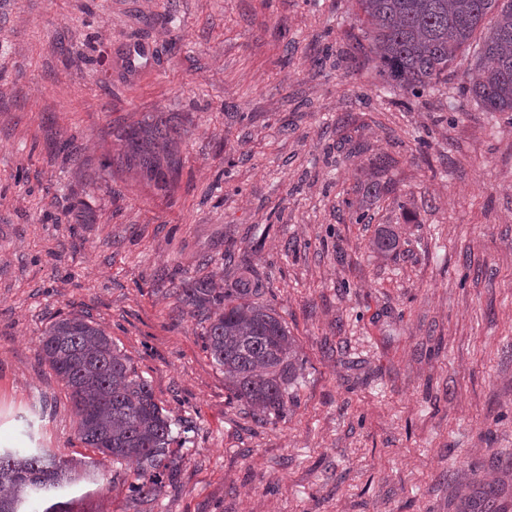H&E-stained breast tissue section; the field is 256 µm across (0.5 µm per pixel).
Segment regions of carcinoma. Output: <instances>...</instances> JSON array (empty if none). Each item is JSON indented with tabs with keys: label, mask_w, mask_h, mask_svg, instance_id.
I'll return each instance as SVG.
<instances>
[{
	"label": "carcinoma",
	"mask_w": 512,
	"mask_h": 512,
	"mask_svg": "<svg viewBox=\"0 0 512 512\" xmlns=\"http://www.w3.org/2000/svg\"><path fill=\"white\" fill-rule=\"evenodd\" d=\"M356 2L367 51L394 87L413 96L432 90L464 56L471 98L487 112H512V0ZM181 138V128L159 112L117 132L118 157L142 179L167 189L179 169ZM266 289L259 278L225 288L210 279L176 286L190 313L209 312L204 348L224 370L235 398L269 416L285 410L299 357L285 320L259 301ZM40 351L70 390L81 442L114 463L136 461L128 490L141 503L154 500L178 461L170 452L172 421L148 382L85 315L55 320L41 337ZM87 467L43 448L0 450V512H22L31 494L55 491Z\"/></svg>",
	"instance_id": "cac0c4a2"
}]
</instances>
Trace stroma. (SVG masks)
Returning a JSON list of instances; mask_svg holds the SVG:
<instances>
[{"label":"stroma","instance_id":"1","mask_svg":"<svg viewBox=\"0 0 512 512\" xmlns=\"http://www.w3.org/2000/svg\"><path fill=\"white\" fill-rule=\"evenodd\" d=\"M364 41L356 0H0V448L93 462L74 512H512V112L462 65L404 94ZM157 112L184 131L166 190L111 162ZM253 276L301 360L266 418L173 288ZM72 313L173 422L152 503L40 356Z\"/></svg>","mask_w":512,"mask_h":512}]
</instances>
